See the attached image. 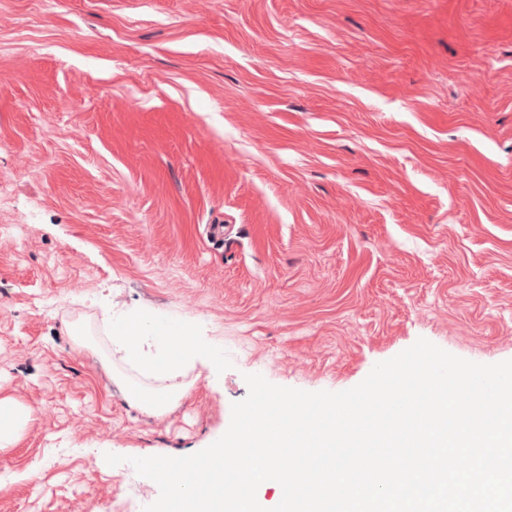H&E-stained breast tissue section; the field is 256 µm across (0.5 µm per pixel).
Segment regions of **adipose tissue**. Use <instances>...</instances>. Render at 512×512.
Instances as JSON below:
<instances>
[{"label":"adipose tissue","mask_w":512,"mask_h":512,"mask_svg":"<svg viewBox=\"0 0 512 512\" xmlns=\"http://www.w3.org/2000/svg\"><path fill=\"white\" fill-rule=\"evenodd\" d=\"M146 325V320L140 319L113 329L111 356L120 365L113 377L124 386L130 407L160 417L188 395L191 385L181 379L183 368L200 349L193 337L179 330H159L153 338H146ZM129 367L144 375V382L130 380L125 373ZM153 378L158 381L154 387L149 384Z\"/></svg>","instance_id":"ef3b65f1"}]
</instances>
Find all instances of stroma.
<instances>
[{
  "mask_svg": "<svg viewBox=\"0 0 512 512\" xmlns=\"http://www.w3.org/2000/svg\"><path fill=\"white\" fill-rule=\"evenodd\" d=\"M141 314L201 348L160 418L112 380ZM421 337L512 359V0H0V512H143L130 458L208 447L246 375ZM31 412L11 398H0V447L16 441Z\"/></svg>",
  "mask_w": 512,
  "mask_h": 512,
  "instance_id": "obj_1",
  "label": "stroma"
}]
</instances>
